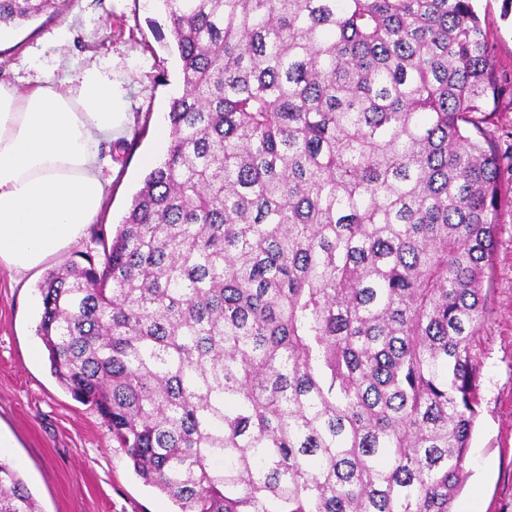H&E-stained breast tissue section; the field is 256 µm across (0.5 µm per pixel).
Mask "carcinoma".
Returning a JSON list of instances; mask_svg holds the SVG:
<instances>
[{"mask_svg": "<svg viewBox=\"0 0 512 512\" xmlns=\"http://www.w3.org/2000/svg\"><path fill=\"white\" fill-rule=\"evenodd\" d=\"M159 2L167 155L38 285L51 375L176 512H453L512 159L473 0Z\"/></svg>", "mask_w": 512, "mask_h": 512, "instance_id": "obj_1", "label": "carcinoma"}]
</instances>
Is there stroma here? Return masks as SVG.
I'll use <instances>...</instances> for the list:
<instances>
[{
  "instance_id": "obj_1",
  "label": "stroma",
  "mask_w": 512,
  "mask_h": 512,
  "mask_svg": "<svg viewBox=\"0 0 512 512\" xmlns=\"http://www.w3.org/2000/svg\"><path fill=\"white\" fill-rule=\"evenodd\" d=\"M498 73L512 79V13L503 0H476ZM159 0H61L41 15L0 31V82L33 83L42 64L57 77L107 60L123 90L125 132L103 143L107 191L85 236L24 276L0 267V432L12 439L0 457L11 462L42 512H174L172 501L145 486L112 444L101 416L75 401L51 375L36 334L38 285L48 272L102 252L147 170L146 155L164 159L159 132L183 85ZM497 250L488 318L473 346L480 369L479 417L467 469L454 504L464 512H512V172L502 177Z\"/></svg>"
}]
</instances>
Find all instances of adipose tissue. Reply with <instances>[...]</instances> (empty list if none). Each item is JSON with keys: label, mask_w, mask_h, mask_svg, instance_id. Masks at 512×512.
Here are the masks:
<instances>
[{"label": "adipose tissue", "mask_w": 512, "mask_h": 512, "mask_svg": "<svg viewBox=\"0 0 512 512\" xmlns=\"http://www.w3.org/2000/svg\"><path fill=\"white\" fill-rule=\"evenodd\" d=\"M124 120L106 64L63 89L50 70L32 85L0 83V267L36 271L84 234L104 198L100 146Z\"/></svg>", "instance_id": "adipose-tissue-1"}]
</instances>
